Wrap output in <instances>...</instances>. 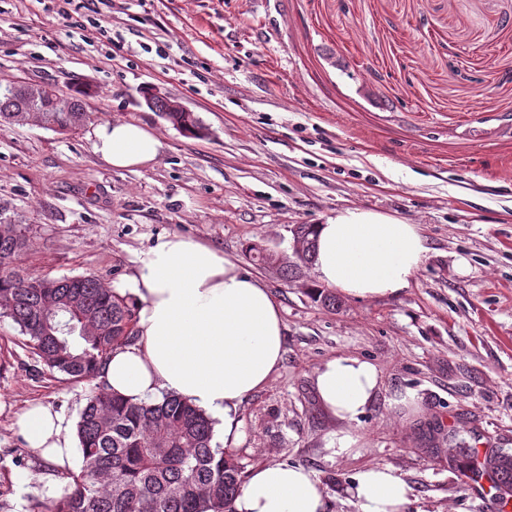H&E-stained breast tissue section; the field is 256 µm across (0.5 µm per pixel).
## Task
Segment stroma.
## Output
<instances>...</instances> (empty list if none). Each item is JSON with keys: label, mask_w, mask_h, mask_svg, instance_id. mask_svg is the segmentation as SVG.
<instances>
[{"label": "stroma", "mask_w": 512, "mask_h": 512, "mask_svg": "<svg viewBox=\"0 0 512 512\" xmlns=\"http://www.w3.org/2000/svg\"><path fill=\"white\" fill-rule=\"evenodd\" d=\"M0 89L15 82L81 93L90 118L60 134L37 119L0 126V221L28 225L15 259L45 278L125 285L168 234L211 246L278 303L284 354L237 413L245 471L311 470L327 512H356L354 477L390 466L411 488L405 512H489L460 441L512 455V0H112L107 39L37 0H0ZM177 100L203 132L152 112ZM108 120L162 143L148 167L119 170L92 149ZM343 208L418 225L428 251L394 298L314 302V267L283 281L253 260L292 254V230ZM0 316V512L66 481L27 447L31 402L76 424L95 384L39 363ZM373 364L379 391L339 426L316 368ZM410 403H403L406 394ZM356 440L337 452V431Z\"/></svg>", "instance_id": "stroma-1"}]
</instances>
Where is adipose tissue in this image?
<instances>
[{
	"label": "adipose tissue",
	"mask_w": 512,
	"mask_h": 512,
	"mask_svg": "<svg viewBox=\"0 0 512 512\" xmlns=\"http://www.w3.org/2000/svg\"><path fill=\"white\" fill-rule=\"evenodd\" d=\"M161 147L149 128L133 122L108 121L94 131V153L115 169L147 166ZM316 231L318 279L357 300L398 295L427 251L417 225L369 210L337 211ZM119 293L137 303V335L111 352L99 383L135 402L185 397L211 417L225 449L235 448L239 405L282 362L281 313L268 289L214 249L171 234L138 257ZM315 387L322 408L348 423L372 402L379 378L367 361L334 357L316 368ZM19 424L36 455L74 466L78 439L62 414L37 403ZM348 493L357 512H404L410 487L393 468L377 465L359 473ZM233 508L325 512L326 493L312 471L269 463L251 471Z\"/></svg>",
	"instance_id": "ef3b65f1"
}]
</instances>
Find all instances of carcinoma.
<instances>
[{
    "label": "carcinoma",
    "mask_w": 512,
    "mask_h": 512,
    "mask_svg": "<svg viewBox=\"0 0 512 512\" xmlns=\"http://www.w3.org/2000/svg\"><path fill=\"white\" fill-rule=\"evenodd\" d=\"M87 112H43L46 128L64 134ZM167 121L199 135L192 114ZM28 246L21 224H0V315L10 317L26 347L46 368L80 382L118 346L132 342L136 308L95 275L45 279L13 265ZM259 260L289 281L297 267L278 252L256 248ZM82 466L68 474L61 494L31 512H233L245 483L234 451L213 443V421L188 400L167 394L159 402H132L99 387L86 399L76 424Z\"/></svg>",
    "instance_id": "1"
}]
</instances>
